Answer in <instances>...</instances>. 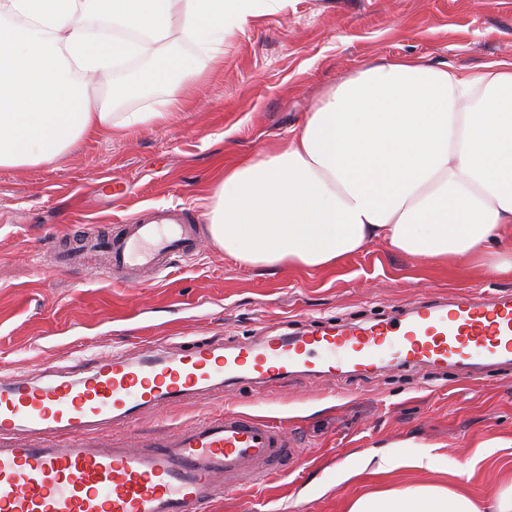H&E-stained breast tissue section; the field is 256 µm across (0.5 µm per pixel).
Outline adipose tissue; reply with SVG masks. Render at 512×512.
<instances>
[{
  "mask_svg": "<svg viewBox=\"0 0 512 512\" xmlns=\"http://www.w3.org/2000/svg\"><path fill=\"white\" fill-rule=\"evenodd\" d=\"M259 0H0V167L51 163L117 125L165 112L101 103L170 87L183 101L201 73L171 49L173 32L207 47ZM111 23L102 35L87 18ZM151 54L137 81L114 80ZM213 242L248 266L326 269L381 240L424 260L478 257L512 270V59L476 71L421 58L370 63L338 84L285 147L225 165L208 212ZM349 512H512V484L486 504L431 485L366 494Z\"/></svg>",
  "mask_w": 512,
  "mask_h": 512,
  "instance_id": "1",
  "label": "adipose tissue"
}]
</instances>
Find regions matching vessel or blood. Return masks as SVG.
<instances>
[{"label": "vessel or blood", "instance_id": "obj_1", "mask_svg": "<svg viewBox=\"0 0 512 512\" xmlns=\"http://www.w3.org/2000/svg\"><path fill=\"white\" fill-rule=\"evenodd\" d=\"M199 238L185 211L148 209L120 233L85 235L79 248L84 258L108 248L107 274L123 280L144 268H173ZM420 364L472 376L511 371L512 298L457 295L372 324L321 323L228 347L111 354L72 379L51 367L8 378L0 381V512H210L224 496L278 474L292 451L285 428L227 410L135 442H102L95 433L114 422L134 431L146 409L205 394L219 399L241 380Z\"/></svg>", "mask_w": 512, "mask_h": 512}]
</instances>
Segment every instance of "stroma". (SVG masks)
Returning <instances> with one entry per match:
<instances>
[{
  "instance_id": "1",
  "label": "stroma",
  "mask_w": 512,
  "mask_h": 512,
  "mask_svg": "<svg viewBox=\"0 0 512 512\" xmlns=\"http://www.w3.org/2000/svg\"><path fill=\"white\" fill-rule=\"evenodd\" d=\"M176 48L205 67L163 122L86 140L47 165L0 168V378L38 375L47 362L71 366L81 350L250 341L394 316L423 297L512 294V273L469 259L419 260L380 241L329 269L246 267L206 231L192 257L151 281L52 269L58 242L83 224L116 232L146 208L176 205L207 224L217 158L286 145L366 63L422 57L472 71L512 58V0H283L227 28L211 53L187 39ZM227 409L285 427L297 447L277 477L212 512H348L363 493L415 485L485 503L512 483V374L475 382L427 365L292 373L225 387L216 403L191 398L143 412L137 434ZM426 450L429 467L407 466ZM383 454L401 466L365 469Z\"/></svg>"
}]
</instances>
